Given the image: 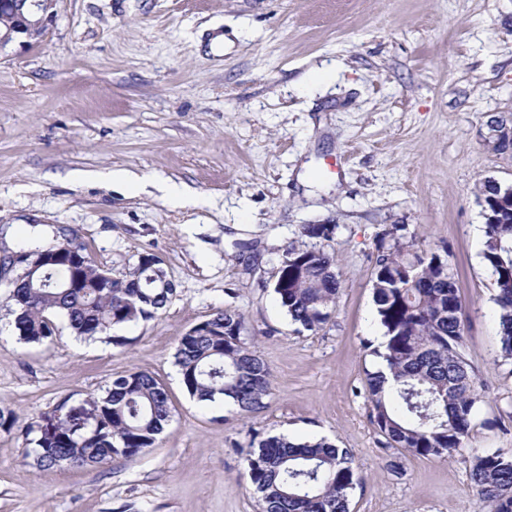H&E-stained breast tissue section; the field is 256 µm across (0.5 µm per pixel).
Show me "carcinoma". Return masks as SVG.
Here are the masks:
<instances>
[{
  "instance_id": "obj_1",
  "label": "carcinoma",
  "mask_w": 512,
  "mask_h": 512,
  "mask_svg": "<svg viewBox=\"0 0 512 512\" xmlns=\"http://www.w3.org/2000/svg\"><path fill=\"white\" fill-rule=\"evenodd\" d=\"M485 226L482 259L496 289L500 356L512 363V193L484 179L475 188ZM337 224H304L301 236L330 242ZM398 224L376 243L372 273L375 311L384 329L378 367L367 372L374 424L388 447L416 456L453 458L464 447L479 399L478 376L463 351L464 306L449 254L415 249ZM287 267L272 284L291 321L314 331L335 310L341 281L336 253L317 245L285 249ZM25 269L10 291L15 331L43 344L65 327L84 339H112L115 327L155 317L176 294L161 260L145 253L123 277L96 264L74 229L46 245L23 246L8 258ZM245 319L226 308L191 327L174 353L181 383L200 403L222 396L239 411L264 407L269 366L244 338ZM100 425L77 433L66 415L24 430L25 456L42 468L93 467L134 460L153 447L171 420L168 391L149 372L112 379L92 400ZM246 475L260 512H350L358 484L352 456L325 438L298 442L274 435L245 458ZM469 476L483 512H512V454H475Z\"/></svg>"
}]
</instances>
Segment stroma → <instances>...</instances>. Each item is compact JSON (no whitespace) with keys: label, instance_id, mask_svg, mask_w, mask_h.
<instances>
[{"label":"stroma","instance_id":"obj_1","mask_svg":"<svg viewBox=\"0 0 512 512\" xmlns=\"http://www.w3.org/2000/svg\"><path fill=\"white\" fill-rule=\"evenodd\" d=\"M43 38L0 50V258L77 231L121 277L157 255L177 294L112 339L19 340L0 282V408L20 424L85 419L129 371L167 387L172 418L132 461L36 467L0 430V512H259L253 436L325 437L360 480L350 512H480L472 453L512 451L476 184L512 185L486 122L512 115V0H56ZM304 224H335L341 291L298 329L271 282ZM402 224L448 252L480 399L453 459L386 445L365 390L385 338L376 240ZM231 308L270 367L262 409L204 406L181 385L180 336Z\"/></svg>","mask_w":512,"mask_h":512}]
</instances>
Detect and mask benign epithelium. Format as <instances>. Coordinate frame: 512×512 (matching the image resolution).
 Segmentation results:
<instances>
[{
    "instance_id": "7a95c632",
    "label": "benign epithelium",
    "mask_w": 512,
    "mask_h": 512,
    "mask_svg": "<svg viewBox=\"0 0 512 512\" xmlns=\"http://www.w3.org/2000/svg\"><path fill=\"white\" fill-rule=\"evenodd\" d=\"M54 0H0V49L20 42L29 44L44 36ZM491 134L512 138V117L498 116L488 122Z\"/></svg>"
}]
</instances>
